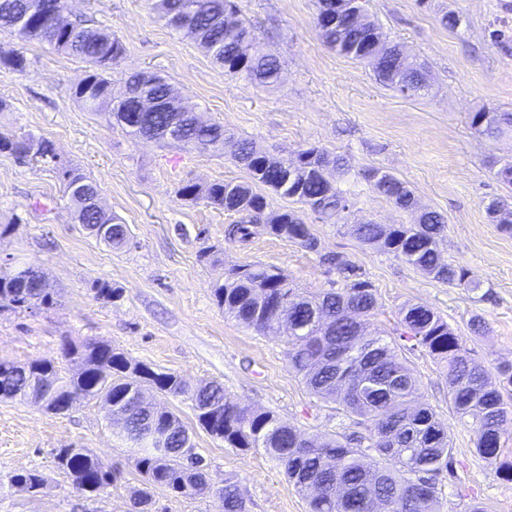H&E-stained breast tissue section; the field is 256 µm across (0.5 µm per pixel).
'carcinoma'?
<instances>
[{
	"label": "carcinoma",
	"mask_w": 512,
	"mask_h": 512,
	"mask_svg": "<svg viewBox=\"0 0 512 512\" xmlns=\"http://www.w3.org/2000/svg\"><path fill=\"white\" fill-rule=\"evenodd\" d=\"M314 17L319 36L337 54L360 61L377 42H384L375 24L355 26L350 13L336 8V0H317ZM154 9L164 24L194 39L228 75H243L258 86H270L280 79L277 58L259 51L248 52L254 44L250 29L240 18L235 0H155ZM29 15L26 26L15 29L16 20ZM0 33L16 34L25 40L46 43L54 50L77 56L90 66L87 87H75V99L88 111L106 117L107 122L127 129L136 137L155 138L168 113L121 112L113 103L110 82L104 73L123 54V45L111 34L87 27L73 19L67 0H0ZM379 66L372 67L376 79L401 93L412 87L419 67L406 61L397 43ZM126 84L132 95L168 98L170 84L159 76L144 79L133 73ZM490 120L477 125V119ZM182 147L198 152L224 148V125L203 120L194 112L183 114ZM471 125L487 137L512 130V112L485 107L473 114ZM236 160L248 170L252 182H217L202 187L187 183L179 195L192 201L202 199L223 208L224 200L237 195L243 207L234 210L240 220L225 229V237L248 242L268 234L319 251L318 239L300 213L284 209L276 213V224H264L268 202L254 189L260 184L307 207L325 223L349 209L348 200L335 186V176L345 174L344 159L327 150L310 146L300 161L315 171L303 182L290 185L284 179L289 163H266L267 154L253 142L237 141ZM21 162L37 157L51 163L50 142L23 139L0 133V153ZM84 181L85 197L70 196L74 221L87 226L112 220L92 199L97 186L74 170L62 172ZM372 190L394 206L410 211L414 196L394 175L377 168L364 171ZM445 228L443 216L432 210L421 213L414 224L361 223L353 233L364 246L377 247L401 258L423 274L452 285L477 288L470 272L442 260L437 237ZM328 270L343 275L345 286L320 293H305L291 287L278 269L244 264L230 269L224 282L213 288V296L224 313L241 327L260 332L277 318L288 321L286 357L288 367L302 378L307 389L326 403H333L369 436L336 433L329 437L306 436L294 426L269 412L238 408L224 397L219 382L190 387L174 373H157L149 366L131 363L112 344L89 339L80 344L62 343L65 359L78 363L69 377L53 364L41 361L18 363L0 359V401L21 399L56 414L68 411L66 399L81 394L91 399L112 400V420L138 454L137 466L145 475L146 488L134 497L137 508L148 504V487L161 486L175 497L207 493L218 502L219 512H245L238 484L226 478L220 486L210 482L203 460L186 463L181 448L188 442L181 419L171 410L140 395L150 390L159 396L185 395L199 424L231 448L261 450L283 469L288 481L300 492L316 493L308 501L309 512H437L436 490L411 503L407 492L416 470L431 474L435 481L454 474V458L448 434L428 405H415L419 382L397 345L379 337H366V320L375 314L378 298L373 284L359 267L344 256L326 252L319 255ZM40 274L15 266L0 271V310L27 312L49 308L54 292L47 284L37 285ZM402 332L399 339L425 350L446 371L448 395L460 418L472 419L475 453L498 463L502 476L512 480V462L501 459L506 423L512 420L501 392L490 382L489 372L471 361L462 339L434 310L420 303H406L400 309ZM50 377L54 388L41 385ZM171 431L168 454H157L150 437ZM369 444H364V441ZM57 467L73 485L86 493H99L115 481L110 466L84 448H61L55 455ZM10 481L31 493L43 486L35 470L16 473Z\"/></svg>",
	"instance_id": "obj_1"
}]
</instances>
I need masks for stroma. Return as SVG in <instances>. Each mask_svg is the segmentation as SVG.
Instances as JSON below:
<instances>
[{"label":"stroma","instance_id":"1","mask_svg":"<svg viewBox=\"0 0 512 512\" xmlns=\"http://www.w3.org/2000/svg\"><path fill=\"white\" fill-rule=\"evenodd\" d=\"M264 48L283 65L278 86L264 88L225 75L189 36L158 21L153 0H69L73 15L119 38L125 52L108 72L113 93L132 71L167 77L185 104L253 141L273 158H293L317 145L343 156L349 171L337 186L350 210L334 224L303 218L319 252L262 234L242 245L224 230L235 213L182 199L187 183L243 182L249 175L220 152L188 151L166 142H143L87 112L73 96L88 66L48 45L0 34V56L22 53L24 71L0 67V131L52 143L55 164H21L0 153V265L31 266L54 291L48 309L0 311V358L62 365L63 340L109 341L131 362L180 375L193 385L223 382L228 399L251 411H269L308 434L351 432V419L312 395L289 369L285 338L276 324L264 333L245 330L225 316L212 295L229 268L259 262L280 269L298 288L321 292L343 279L326 271L320 252H337L360 267L377 290L371 332L396 339L405 302L432 308L462 337L471 358L488 369L512 364V235L487 212L504 195L493 161L512 158V135L478 136L475 112L495 106L512 112V0H361L388 41L425 64L427 95L405 98L377 82L363 63L336 55L313 24L315 0H235ZM457 18L446 27L444 14ZM96 182L103 207L125 224L121 248L100 242L71 217L59 169ZM387 171L405 181L421 207L439 212L445 230L442 257L468 269L478 290L435 281L381 250L362 246L355 221L410 224L404 213L372 192L362 173ZM118 288L111 300L94 285ZM487 323L472 335V316ZM429 404L448 432L454 479L437 485L439 512H512V481L474 451L470 423L456 415L448 381L421 349L403 350ZM168 406L189 429L213 482H237L246 512H308V501L266 455L228 447L197 422L188 399ZM86 448L117 472L99 495L76 491L55 462V451ZM137 454L104 417L98 401L76 399L54 414L21 401L0 402V512H130L144 477ZM35 470L45 479L38 494L13 486L14 473Z\"/></svg>","mask_w":512,"mask_h":512}]
</instances>
